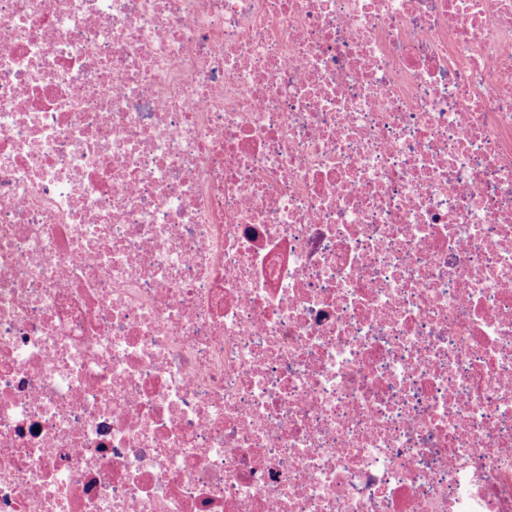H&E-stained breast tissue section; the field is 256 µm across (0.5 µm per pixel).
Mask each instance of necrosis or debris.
<instances>
[{
    "instance_id": "obj_1",
    "label": "necrosis or debris",
    "mask_w": 512,
    "mask_h": 512,
    "mask_svg": "<svg viewBox=\"0 0 512 512\" xmlns=\"http://www.w3.org/2000/svg\"><path fill=\"white\" fill-rule=\"evenodd\" d=\"M0 512H512V0H0Z\"/></svg>"
}]
</instances>
